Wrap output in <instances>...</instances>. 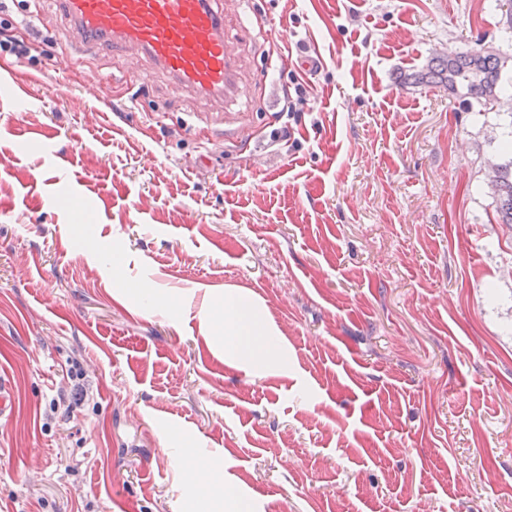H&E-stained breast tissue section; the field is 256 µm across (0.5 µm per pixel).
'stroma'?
Wrapping results in <instances>:
<instances>
[{
	"label": "stroma",
	"mask_w": 512,
	"mask_h": 512,
	"mask_svg": "<svg viewBox=\"0 0 512 512\" xmlns=\"http://www.w3.org/2000/svg\"><path fill=\"white\" fill-rule=\"evenodd\" d=\"M495 5L227 0L205 102L0 0V512H195L201 462L252 512H512L502 118L398 83L512 54ZM227 289L280 365L225 357Z\"/></svg>",
	"instance_id": "35a3bbf8"
}]
</instances>
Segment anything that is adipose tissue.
<instances>
[{
    "instance_id": "obj_1",
    "label": "adipose tissue",
    "mask_w": 512,
    "mask_h": 512,
    "mask_svg": "<svg viewBox=\"0 0 512 512\" xmlns=\"http://www.w3.org/2000/svg\"><path fill=\"white\" fill-rule=\"evenodd\" d=\"M211 322L224 343L226 356L253 365L267 364L276 358V342L262 327L261 315L246 296L228 291L213 305ZM197 505L198 512H249L247 503L226 487L223 476L209 470Z\"/></svg>"
}]
</instances>
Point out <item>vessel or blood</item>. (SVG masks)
Wrapping results in <instances>:
<instances>
[{
  "label": "vessel or blood",
  "instance_id": "1",
  "mask_svg": "<svg viewBox=\"0 0 512 512\" xmlns=\"http://www.w3.org/2000/svg\"><path fill=\"white\" fill-rule=\"evenodd\" d=\"M57 6L86 44L149 56L174 90L223 99L236 89L235 46L212 0H57Z\"/></svg>",
  "mask_w": 512,
  "mask_h": 512
}]
</instances>
